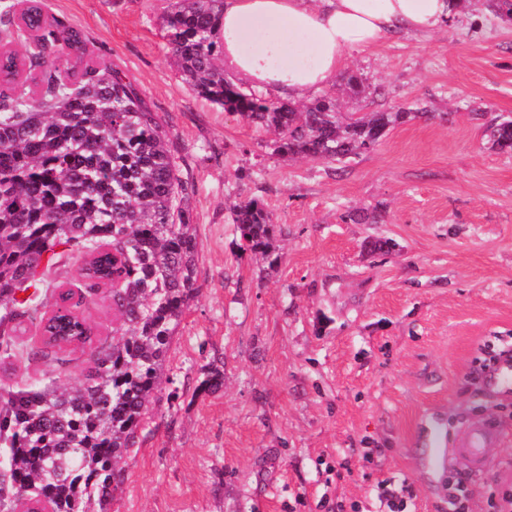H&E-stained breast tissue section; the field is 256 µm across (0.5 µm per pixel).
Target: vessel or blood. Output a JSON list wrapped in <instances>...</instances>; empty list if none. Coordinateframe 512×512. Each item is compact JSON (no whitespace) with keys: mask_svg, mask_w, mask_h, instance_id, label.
<instances>
[{"mask_svg":"<svg viewBox=\"0 0 512 512\" xmlns=\"http://www.w3.org/2000/svg\"><path fill=\"white\" fill-rule=\"evenodd\" d=\"M481 380L484 387L512 393V349L499 351L485 365ZM502 439L499 428L485 420L467 425L452 444L447 442L445 434L436 426L429 433L427 463L436 468L453 460L462 470L483 475L489 470L491 449Z\"/></svg>","mask_w":512,"mask_h":512,"instance_id":"1","label":"vessel or blood"}]
</instances>
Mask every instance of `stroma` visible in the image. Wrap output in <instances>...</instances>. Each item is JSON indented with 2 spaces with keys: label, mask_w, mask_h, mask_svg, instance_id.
Listing matches in <instances>:
<instances>
[{
  "label": "stroma",
  "mask_w": 512,
  "mask_h": 512,
  "mask_svg": "<svg viewBox=\"0 0 512 512\" xmlns=\"http://www.w3.org/2000/svg\"><path fill=\"white\" fill-rule=\"evenodd\" d=\"M119 68L170 135L199 242L198 291L172 338L171 390L152 399L109 512H451L447 470L424 467L423 426L506 433L468 512L512 490V398L480 366L512 344V153L486 130L512 116V18L467 0L446 28L350 52L366 79L344 112L426 106L342 163L283 158L272 137L198 97L163 38L170 0H43ZM259 199L279 261L240 251L234 206ZM368 221L344 222L348 210ZM396 249L368 252L373 239ZM224 387L199 391L206 365Z\"/></svg>",
  "instance_id": "35a3bbf8"
}]
</instances>
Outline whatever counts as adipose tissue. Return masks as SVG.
Listing matches in <instances>:
<instances>
[{
    "label": "adipose tissue",
    "instance_id": "adipose-tissue-1",
    "mask_svg": "<svg viewBox=\"0 0 512 512\" xmlns=\"http://www.w3.org/2000/svg\"><path fill=\"white\" fill-rule=\"evenodd\" d=\"M460 0H224V65L254 88L300 100L354 50L446 27Z\"/></svg>",
    "mask_w": 512,
    "mask_h": 512
}]
</instances>
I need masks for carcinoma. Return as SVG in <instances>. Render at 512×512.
I'll return each instance as SVG.
<instances>
[{
  "label": "carcinoma",
  "instance_id": "carcinoma-1",
  "mask_svg": "<svg viewBox=\"0 0 512 512\" xmlns=\"http://www.w3.org/2000/svg\"><path fill=\"white\" fill-rule=\"evenodd\" d=\"M0 12V356L51 363L50 373L0 391V503H47L52 512H107L161 389L172 337L193 298L199 243L185 185L156 113L117 68L87 59L84 35L48 17L41 0ZM224 0H174L164 38L198 96L274 135L273 151L326 162L375 148L422 114L338 111L323 94L297 107L246 90L224 70ZM512 150V117L490 126ZM238 248L278 261L281 229L258 199L235 206ZM83 257L81 287L55 291ZM110 289L112 341L79 312ZM40 344L19 340L23 320ZM91 347L92 365L68 388L66 350ZM224 385L204 369L199 390Z\"/></svg>",
  "mask_w": 512,
  "mask_h": 512
}]
</instances>
